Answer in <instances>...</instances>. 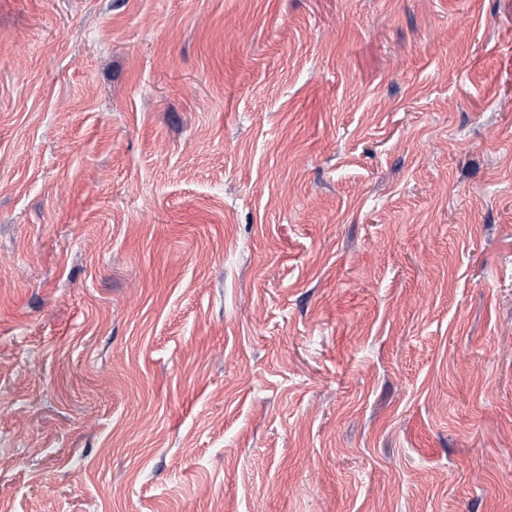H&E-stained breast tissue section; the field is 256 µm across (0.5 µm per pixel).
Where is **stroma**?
<instances>
[{
    "label": "stroma",
    "instance_id": "stroma-1",
    "mask_svg": "<svg viewBox=\"0 0 512 512\" xmlns=\"http://www.w3.org/2000/svg\"><path fill=\"white\" fill-rule=\"evenodd\" d=\"M0 512H512V0H0Z\"/></svg>",
    "mask_w": 512,
    "mask_h": 512
}]
</instances>
